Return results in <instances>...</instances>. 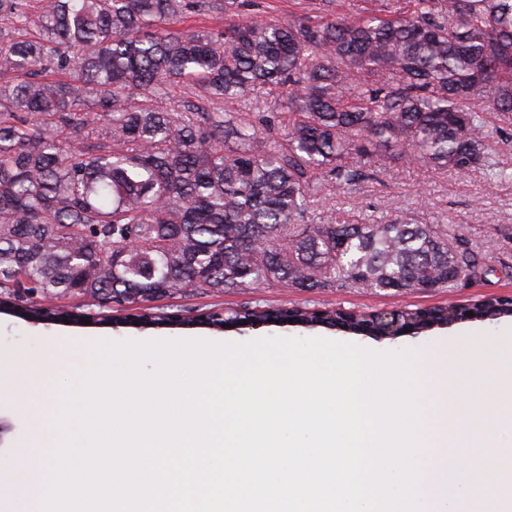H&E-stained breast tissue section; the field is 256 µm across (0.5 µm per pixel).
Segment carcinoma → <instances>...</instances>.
<instances>
[{
	"instance_id": "obj_1",
	"label": "carcinoma",
	"mask_w": 512,
	"mask_h": 512,
	"mask_svg": "<svg viewBox=\"0 0 512 512\" xmlns=\"http://www.w3.org/2000/svg\"><path fill=\"white\" fill-rule=\"evenodd\" d=\"M230 20L176 29L207 0H0V299L33 321L42 301L130 308L184 293L452 289L488 252L445 224L363 222L323 185L367 177L364 158L512 180L483 144L512 114V0H405L357 19ZM190 94L169 112L170 86ZM272 96L288 111L253 112ZM246 112H226L222 102ZM445 307L356 312L229 308L235 325L318 320L373 336L448 322ZM479 320L512 317L490 298Z\"/></svg>"
}]
</instances>
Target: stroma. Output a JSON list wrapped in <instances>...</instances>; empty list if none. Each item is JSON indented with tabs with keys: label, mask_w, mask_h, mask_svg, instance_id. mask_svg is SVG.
Wrapping results in <instances>:
<instances>
[{
	"label": "stroma",
	"mask_w": 512,
	"mask_h": 512,
	"mask_svg": "<svg viewBox=\"0 0 512 512\" xmlns=\"http://www.w3.org/2000/svg\"><path fill=\"white\" fill-rule=\"evenodd\" d=\"M321 0H252L243 16L287 18L292 15L314 17L320 13ZM350 207L387 223L414 213L425 224H445L462 230L473 244L490 254L491 270L482 278L452 292L406 293L385 296L366 288H333L318 293L293 288H259L211 297L188 293L154 301L155 312L186 318L183 326L139 330L113 325L111 321L89 324L78 321L38 323L19 314L0 311V359L8 360L18 351L37 357L65 353L85 355L86 343L93 341H206L243 343L268 337H322L347 341L375 353H395L408 349L419 352L448 343L490 344L502 330L512 327V319L500 321L468 320L431 331L407 333L393 338L366 336L325 326L258 324L221 331L195 325L200 315L215 309L234 308L257 302L270 308L301 305L359 311L382 307L406 306L430 308L450 302L473 303L493 296L512 297V181L493 182L476 170L465 174L438 170L423 162L403 164L397 161L373 168L370 178L336 193L323 188L314 205L315 212L332 207ZM38 417L25 414L10 394L0 395V420L9 431L0 437V477L9 478L17 470L18 449L27 447L35 429H42L47 447H54L55 433L50 418L56 410L55 395L34 399Z\"/></svg>",
	"instance_id": "35a3bbf8"
}]
</instances>
